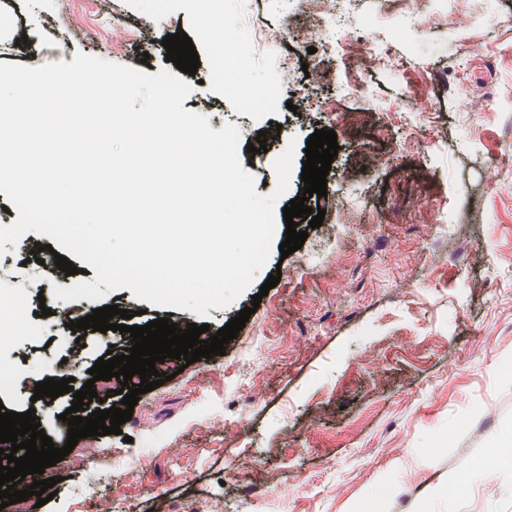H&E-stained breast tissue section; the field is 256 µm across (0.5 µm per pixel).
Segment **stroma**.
I'll return each mask as SVG.
<instances>
[{
	"label": "stroma",
	"instance_id": "stroma-1",
	"mask_svg": "<svg viewBox=\"0 0 512 512\" xmlns=\"http://www.w3.org/2000/svg\"><path fill=\"white\" fill-rule=\"evenodd\" d=\"M382 0H337L326 19L303 0H0V62L36 67L76 53L118 61L149 75L174 63L162 39L184 31L200 66L189 77L185 110L213 130L236 125L239 157L258 194L276 188L274 161L294 148L281 205L303 192L306 141L334 130L339 150L327 176L320 227L300 221L303 246L282 256L278 224L270 258L247 292L209 309L218 331L250 305L269 274L281 280L260 296L223 354L190 364L141 394L117 435L80 439L84 467L45 468L57 495L29 512H177L208 497L222 512H366L385 492V512H512V0H475L462 28L418 30ZM220 17L233 38L215 68L200 22ZM309 29L324 39L311 54L300 42L264 44L260 31ZM134 31L121 56L112 36ZM403 61L396 70L362 67L354 33ZM332 74L331 82L287 86L278 62ZM366 90L354 94L355 76ZM277 92L273 109L245 106L247 93ZM265 132L267 150L247 146ZM50 238L26 233L0 253V308L15 277L37 272L42 297L0 323V403L35 410L56 447L72 394L33 400L37 382L69 374L86 382L106 352L123 354L128 333H73L55 316ZM43 244L40 262L30 261ZM105 304L131 310L132 324L170 318L198 322L186 309L135 299L130 289ZM51 308L48 317L39 307ZM262 338V349L244 347ZM118 448L139 463L127 479L99 456ZM505 462L478 472L484 456ZM465 478L462 493L440 490ZM270 484L256 504L244 484Z\"/></svg>",
	"mask_w": 512,
	"mask_h": 512
}]
</instances>
